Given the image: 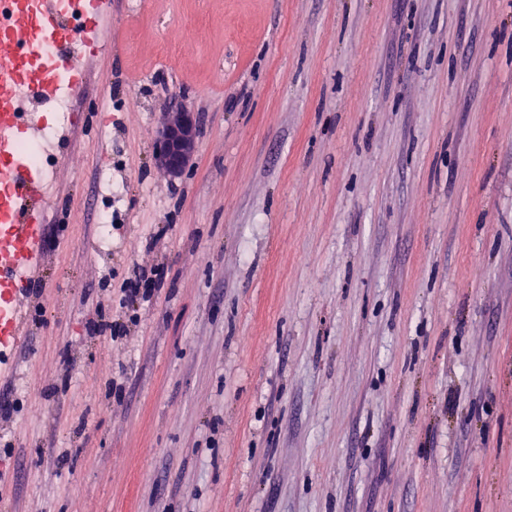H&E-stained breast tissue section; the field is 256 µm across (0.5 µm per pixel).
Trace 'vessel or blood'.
I'll list each match as a JSON object with an SVG mask.
<instances>
[{"instance_id":"obj_1","label":"vessel or blood","mask_w":512,"mask_h":512,"mask_svg":"<svg viewBox=\"0 0 512 512\" xmlns=\"http://www.w3.org/2000/svg\"><path fill=\"white\" fill-rule=\"evenodd\" d=\"M63 0H0L1 6H14L20 16L9 37L0 44L9 46L0 57V170L7 172L12 190L0 198L7 221L13 226L15 240L21 251L12 263L0 266V285L8 284L9 297L0 306V367L22 340L25 320L24 294L18 281L36 271L42 262V212L36 205L40 183L32 172L19 165L14 155V143L20 133H34L33 123L21 117L29 98L55 96L57 86L47 74L30 81L31 63L28 53L16 52L24 44L29 27H36L65 48L81 47L84 57L95 56L103 46V34L110 17V0H80L83 22L73 27L63 20Z\"/></svg>"}]
</instances>
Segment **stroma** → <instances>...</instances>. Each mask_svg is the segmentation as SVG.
I'll list each match as a JSON object with an SVG mask.
<instances>
[{"label": "stroma", "instance_id": "obj_1", "mask_svg": "<svg viewBox=\"0 0 512 512\" xmlns=\"http://www.w3.org/2000/svg\"><path fill=\"white\" fill-rule=\"evenodd\" d=\"M111 2L38 115L0 512H512V0ZM199 126L195 112L181 108L169 112L159 128L155 163L171 176H181L196 152ZM49 146L50 138L44 135L40 140L19 139L16 150L22 164L32 171L48 175L58 161L57 156L50 152ZM157 273L148 272L145 269L135 270L134 278L126 283L124 292V305L127 309L135 310L141 301H147L159 290V278Z\"/></svg>", "mask_w": 512, "mask_h": 512}]
</instances>
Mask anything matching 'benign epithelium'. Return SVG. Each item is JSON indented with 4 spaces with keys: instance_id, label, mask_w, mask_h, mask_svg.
<instances>
[{
    "instance_id": "7a95c632",
    "label": "benign epithelium",
    "mask_w": 512,
    "mask_h": 512,
    "mask_svg": "<svg viewBox=\"0 0 512 512\" xmlns=\"http://www.w3.org/2000/svg\"><path fill=\"white\" fill-rule=\"evenodd\" d=\"M198 137L195 113L184 108L168 113L157 133L155 163L171 176L182 175L196 152Z\"/></svg>"
}]
</instances>
